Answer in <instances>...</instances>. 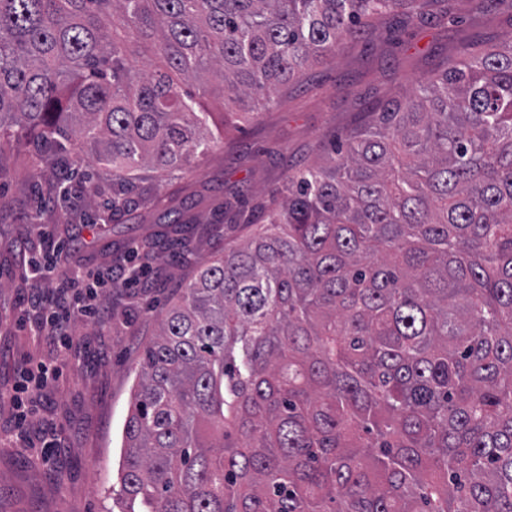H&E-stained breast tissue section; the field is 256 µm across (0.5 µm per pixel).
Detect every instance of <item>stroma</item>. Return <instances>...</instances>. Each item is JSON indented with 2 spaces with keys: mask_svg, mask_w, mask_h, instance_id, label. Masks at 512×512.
I'll return each instance as SVG.
<instances>
[{
  "mask_svg": "<svg viewBox=\"0 0 512 512\" xmlns=\"http://www.w3.org/2000/svg\"><path fill=\"white\" fill-rule=\"evenodd\" d=\"M510 39L508 16L491 9L475 21L467 0H448L447 16L406 29L390 18L373 20L368 34L349 42L334 60L313 64L254 116H223L222 101L213 95L221 86L218 75L183 83V90L224 124L223 143L198 168L158 188L175 204L189 206L196 219L190 255L166 243L169 229L148 204L120 216L108 233L84 213L63 215L46 194L51 170L31 149H17L0 176V311L11 321L8 347L0 351L1 384L13 381L24 360L49 356L46 345L19 324L27 316L20 298L32 286L24 249L61 241L69 246L62 266L96 268L111 264L115 243L153 239L161 244V259L153 267L152 287L106 299L111 329L77 319L83 362L65 370L44 400L43 423L55 430L59 447L52 466L42 464L39 449L21 447L9 436L12 410L0 402V512H125L118 466L131 389L157 316L180 282L197 265L244 243L262 221L259 204L282 202L279 189L288 175L326 157L353 129L366 125L379 102L401 97L458 50L478 53ZM38 209L41 237L25 223Z\"/></svg>",
  "mask_w": 512,
  "mask_h": 512,
  "instance_id": "obj_1",
  "label": "stroma"
}]
</instances>
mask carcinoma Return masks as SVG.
Here are the masks:
<instances>
[{
  "mask_svg": "<svg viewBox=\"0 0 512 512\" xmlns=\"http://www.w3.org/2000/svg\"><path fill=\"white\" fill-rule=\"evenodd\" d=\"M444 0H0V176L33 143L65 211L212 148L171 73L243 107L394 8ZM119 20L155 42L143 73ZM99 164L88 190L71 184ZM181 284L144 348L118 468L128 512H512V40L384 103ZM181 235L196 219L166 207Z\"/></svg>",
  "mask_w": 512,
  "mask_h": 512,
  "instance_id": "1",
  "label": "carcinoma"
}]
</instances>
